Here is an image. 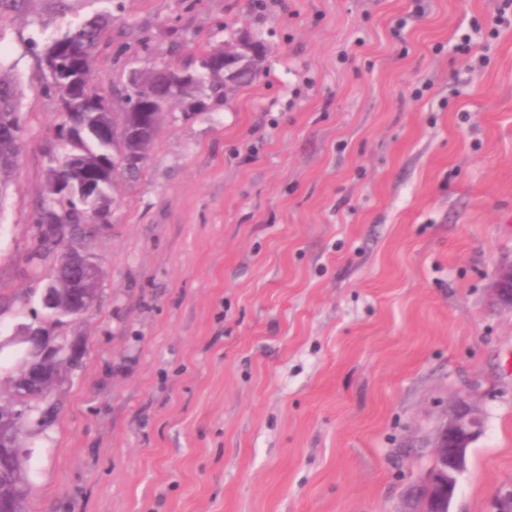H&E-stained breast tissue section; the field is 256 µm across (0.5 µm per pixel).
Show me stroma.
<instances>
[{"label": "stroma", "instance_id": "35a3bbf8", "mask_svg": "<svg viewBox=\"0 0 512 512\" xmlns=\"http://www.w3.org/2000/svg\"><path fill=\"white\" fill-rule=\"evenodd\" d=\"M495 0H30L0 13L23 143L0 195V340L31 260L57 121L29 50L112 15L94 82L248 31L258 81L172 107L88 241L98 297L28 440V512H402L448 404L485 409L450 512L512 485V27ZM498 36H491V28ZM472 34L461 50L464 34ZM491 288L497 304L512 311V264L497 269Z\"/></svg>", "mask_w": 512, "mask_h": 512}]
</instances>
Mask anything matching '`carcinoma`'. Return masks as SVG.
Masks as SVG:
<instances>
[{"mask_svg": "<svg viewBox=\"0 0 512 512\" xmlns=\"http://www.w3.org/2000/svg\"><path fill=\"white\" fill-rule=\"evenodd\" d=\"M110 17L97 14L69 28L62 36L40 47L36 40L30 41L32 53L39 56L40 66L46 79L45 88L59 103V120L52 128L46 157L47 173H60L72 181L82 173L99 176V207L109 208L110 191L119 175L128 179L137 178L151 157L158 133L168 114L169 103L188 95L209 103L204 111L224 105L229 87L224 85V76L216 71H207L198 66L202 57L220 58L224 48L200 49L189 60H173L164 64L169 71L166 80H155L152 73L145 72L137 88L127 82L113 87V92L126 104L125 148L134 157L125 165L112 159L111 142L104 139L100 130L116 124L104 97L98 92L91 79L96 52L101 44L104 31L110 26ZM266 56L264 43H259L256 56L244 66L236 85L252 83L263 70ZM193 74L191 81L183 85L180 75ZM11 122L18 131H23L18 95L11 79L0 70V123ZM22 137L0 143V173L10 167L20 151ZM45 195L36 209L35 220L39 224H92L95 212L84 207L76 196H66L45 184ZM72 269L66 264L55 268L54 286L58 293L59 308L68 305V283ZM59 323L56 312L43 310L42 316L35 317L27 327L45 331ZM42 364L41 352L23 348L17 367L8 377L9 390L19 386L24 371L29 365ZM50 382H38L28 390L26 403L31 414L40 418L39 426H45L53 404L49 403L47 390ZM28 453L13 452L0 456V497L11 501L15 512H27L26 501L30 482L25 466Z\"/></svg>", "mask_w": 512, "mask_h": 512, "instance_id": "cac0c4a2", "label": "carcinoma"}]
</instances>
